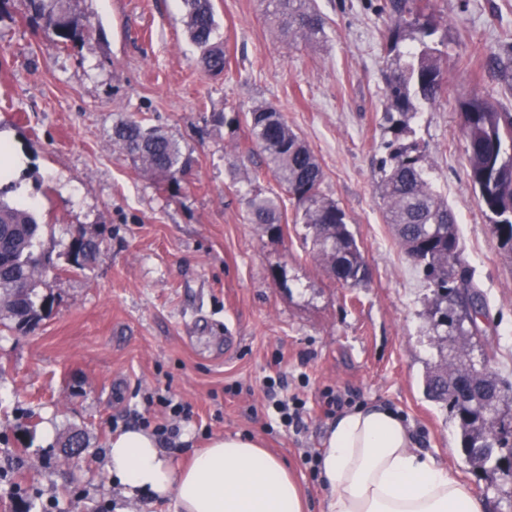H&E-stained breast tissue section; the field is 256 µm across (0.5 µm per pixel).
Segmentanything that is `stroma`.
Instances as JSON below:
<instances>
[{"instance_id": "1", "label": "stroma", "mask_w": 512, "mask_h": 512, "mask_svg": "<svg viewBox=\"0 0 512 512\" xmlns=\"http://www.w3.org/2000/svg\"><path fill=\"white\" fill-rule=\"evenodd\" d=\"M228 65L207 73L189 40L182 0H78L90 41L66 51L21 17L0 19V135L24 159L5 199L43 225L54 268L39 283L49 307L32 329L0 322V472L26 488L0 491V512H175L174 499L130 501L106 467L113 437L168 390L191 406L164 451L173 465L224 434H242L283 458L324 512L328 490L307 451L323 452L333 422L319 408L333 388L351 407L381 404L410 425L418 447L467 484L483 512H512L501 471L477 469L461 450L447 403L424 377L452 341L438 342L433 292L387 224L377 169L385 157L386 0H315L317 44H289L268 0H212ZM448 44L447 91L411 125L423 163L458 221L460 245L486 315L490 366L512 382V259L491 233L468 181L457 97L478 89L512 112V82L490 60L512 58V0H430ZM278 109L323 171L321 189L345 210L369 268L342 286L314 257L292 200L253 150L245 115ZM137 120L172 133L192 159L170 195L113 137ZM278 195L282 229L251 224L247 200ZM99 241L73 270L77 234ZM238 346L225 354L224 339ZM306 402L301 433L266 407V382ZM52 437H45V427ZM82 433L87 452L63 460Z\"/></svg>"}]
</instances>
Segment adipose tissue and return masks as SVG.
I'll return each mask as SVG.
<instances>
[{
    "label": "adipose tissue",
    "instance_id": "adipose-tissue-1",
    "mask_svg": "<svg viewBox=\"0 0 512 512\" xmlns=\"http://www.w3.org/2000/svg\"><path fill=\"white\" fill-rule=\"evenodd\" d=\"M318 460L326 512H482L467 486L414 444L393 410L379 404L340 415ZM107 468L125 497L175 500L176 512H308L285 460L239 434L215 437L176 467L155 435L113 438Z\"/></svg>",
    "mask_w": 512,
    "mask_h": 512
}]
</instances>
